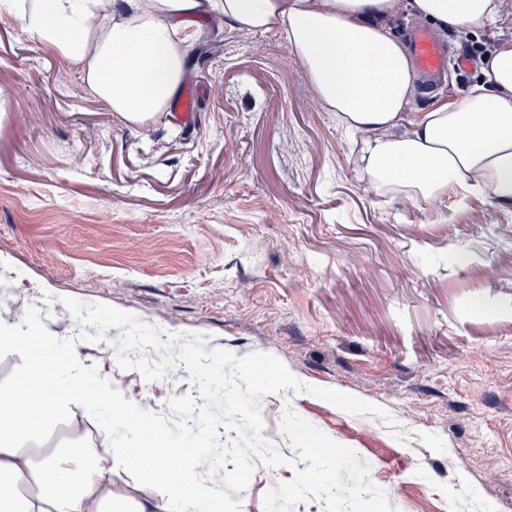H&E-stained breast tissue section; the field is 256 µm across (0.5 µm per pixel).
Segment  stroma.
Listing matches in <instances>:
<instances>
[{"label":"stroma","instance_id":"1","mask_svg":"<svg viewBox=\"0 0 512 512\" xmlns=\"http://www.w3.org/2000/svg\"><path fill=\"white\" fill-rule=\"evenodd\" d=\"M0 25V285L37 294L52 335L78 339L121 403L172 418L198 396L185 367L122 369L121 336L81 339L63 304H104L207 349L278 358L303 383L386 409L353 415L312 394L261 397L285 458V410L369 466L398 512H512V212L456 193L410 205L365 189L350 138L313 101L285 39L203 24L173 112L122 123L57 57ZM448 74L415 111L476 82L449 39ZM290 467L256 464L240 512H264ZM130 508L163 493L114 468Z\"/></svg>","mask_w":512,"mask_h":512}]
</instances>
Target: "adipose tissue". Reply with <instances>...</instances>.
Segmentation results:
<instances>
[{
  "instance_id": "obj_1",
  "label": "adipose tissue",
  "mask_w": 512,
  "mask_h": 512,
  "mask_svg": "<svg viewBox=\"0 0 512 512\" xmlns=\"http://www.w3.org/2000/svg\"><path fill=\"white\" fill-rule=\"evenodd\" d=\"M409 15L441 30L498 31L478 60L479 81L459 101L413 109L418 74L392 22ZM507 0H0L77 73L85 93L128 124L169 111L188 76L196 21L217 18L243 34L284 35L324 111L356 142L366 186L413 204L449 190L512 208V37L500 31ZM24 359L0 388V512H127L112 492L113 448H63L56 425L73 410L104 437L139 434V410L119 405L107 379L37 321L8 325L0 350Z\"/></svg>"
}]
</instances>
